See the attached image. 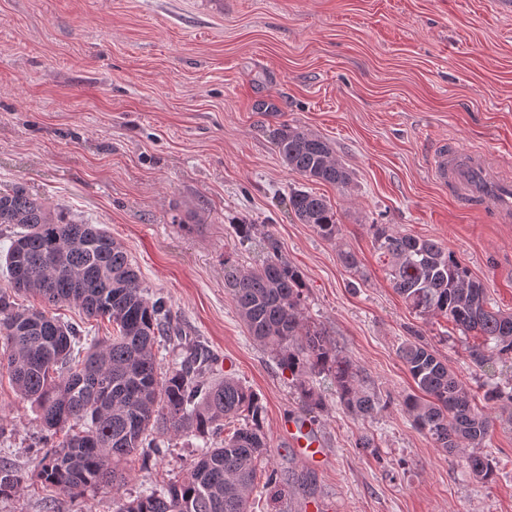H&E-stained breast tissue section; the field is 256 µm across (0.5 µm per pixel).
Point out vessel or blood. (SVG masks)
Segmentation results:
<instances>
[{
  "label": "vessel or blood",
  "mask_w": 512,
  "mask_h": 512,
  "mask_svg": "<svg viewBox=\"0 0 512 512\" xmlns=\"http://www.w3.org/2000/svg\"><path fill=\"white\" fill-rule=\"evenodd\" d=\"M492 164L487 152L456 145H440L429 158L435 182L451 190L465 207L482 213L489 221L508 224L512 222V178H490ZM279 433L308 459L322 461L323 444L315 434L289 422L281 424Z\"/></svg>",
  "instance_id": "vessel-or-blood-1"
}]
</instances>
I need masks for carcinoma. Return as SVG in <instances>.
I'll return each mask as SVG.
<instances>
[{"mask_svg":"<svg viewBox=\"0 0 512 512\" xmlns=\"http://www.w3.org/2000/svg\"><path fill=\"white\" fill-rule=\"evenodd\" d=\"M274 141L283 162L306 179L350 183L327 140L283 124ZM288 203L322 238L337 239L340 225L325 197L296 189ZM2 224L16 232L0 255L7 277L0 289V365L16 394L39 413L34 480L72 497L110 487L113 512H248L257 488L282 493L278 471L260 475L256 468L269 451L259 396L230 374L211 378L217 357L173 328L166 302L148 297L107 230L65 223L21 187L0 192ZM370 233L392 287L412 310L484 337L471 350L476 366L512 356V314L490 306L482 282L452 251L429 238L397 234L387 224L370 225ZM228 285L250 336L295 379L304 411L325 405L308 376L328 374L346 411L363 418L378 412L379 398L360 384L356 366L339 356L322 330L305 323L302 275L282 259L275 239L267 238L258 265L230 275ZM14 293L75 304L89 317L112 320L114 333L82 356L79 327L17 307ZM166 342L176 344L181 361L164 370L158 349ZM398 355L417 386L402 400L416 429L450 453L461 442L484 446L491 420L448 364L419 339L402 343ZM189 434L202 438L203 446L182 477L133 499L120 494L130 458L143 465L164 458L172 438ZM468 465L486 482L495 477L493 458L473 456ZM23 481L0 461V496Z\"/></svg>","mask_w":512,"mask_h":512,"instance_id":"1","label":"carcinoma"}]
</instances>
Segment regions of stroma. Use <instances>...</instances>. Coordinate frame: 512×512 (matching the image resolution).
Instances as JSON below:
<instances>
[{
  "label": "stroma",
  "instance_id": "obj_1",
  "mask_svg": "<svg viewBox=\"0 0 512 512\" xmlns=\"http://www.w3.org/2000/svg\"><path fill=\"white\" fill-rule=\"evenodd\" d=\"M288 124L329 141L351 182H306L273 144ZM457 141L512 159V0H0V192L25 188L65 221L105 228L173 320L259 396L280 498L254 512H512V404L491 402L484 454L495 482L473 477V450L446 452L401 406L415 384L397 350L422 337L475 394L512 388V359L484 367L479 339L395 292L368 227L429 238L512 312V223L491 224L438 189L437 145ZM331 202L341 226L322 239L290 211L293 189ZM253 227L240 244L236 227ZM303 274L304 315L360 369L382 404L362 419L325 398L309 414L324 466L285 448L281 419L304 414L290 374L249 334L224 263L252 268L266 238ZM360 262L353 273L339 249ZM0 460L36 466L30 402L0 372ZM373 447L360 448L362 437ZM200 444L172 442L158 463L130 464L125 496L180 476ZM0 512H112V491L71 498L22 484Z\"/></svg>",
  "mask_w": 512,
  "mask_h": 512
}]
</instances>
